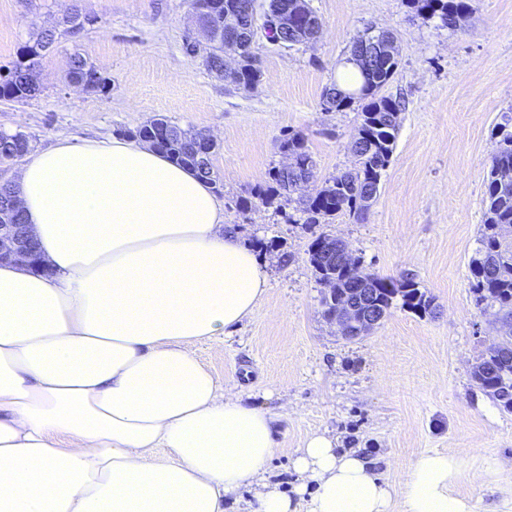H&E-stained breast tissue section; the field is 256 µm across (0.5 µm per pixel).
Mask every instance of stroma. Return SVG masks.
<instances>
[{
  "label": "stroma",
  "instance_id": "obj_1",
  "mask_svg": "<svg viewBox=\"0 0 512 512\" xmlns=\"http://www.w3.org/2000/svg\"><path fill=\"white\" fill-rule=\"evenodd\" d=\"M311 4L320 36L288 49L258 39L262 80L245 89L184 53L185 36L199 32L190 0H0V66L72 9L91 20L45 53L36 69L40 96L23 104L0 99V130L28 134L36 150L62 138L122 136L164 117L214 138L225 224L243 240L273 238L278 246L261 256L268 286L254 313L192 351L225 389L276 416L265 473L271 487L290 491L292 461L315 434L365 454L395 483L419 453L461 448L458 492L474 512H512V488L480 476L486 462L512 465V413L471 379L499 331L477 308L469 273L497 148L493 127L512 109V0H475L454 29L423 19L405 0ZM369 25L395 36L399 65L384 92L407 109L365 220L341 216L309 229L289 223L295 194L237 209L238 198L287 163L284 133L303 136L318 180L352 167L358 111H325L321 96ZM75 52L108 78L105 91L68 82ZM323 232L344 240L370 271L413 274L434 297L436 314L396 306L363 340H343L323 314L325 288L307 262L310 242Z\"/></svg>",
  "mask_w": 512,
  "mask_h": 512
}]
</instances>
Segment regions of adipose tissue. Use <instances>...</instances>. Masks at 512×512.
Masks as SVG:
<instances>
[{
  "label": "adipose tissue",
  "instance_id": "ef3b65f1",
  "mask_svg": "<svg viewBox=\"0 0 512 512\" xmlns=\"http://www.w3.org/2000/svg\"><path fill=\"white\" fill-rule=\"evenodd\" d=\"M16 183L51 272L0 264V512H224L246 484L255 512H473L458 451L396 486L320 434L293 495L264 483L274 415L192 347L251 315L267 275L194 170L139 140H60Z\"/></svg>",
  "mask_w": 512,
  "mask_h": 512
}]
</instances>
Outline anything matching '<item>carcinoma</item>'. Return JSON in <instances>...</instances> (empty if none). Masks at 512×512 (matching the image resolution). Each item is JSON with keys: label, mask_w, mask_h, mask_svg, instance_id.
Masks as SVG:
<instances>
[{"label": "carcinoma", "mask_w": 512, "mask_h": 512, "mask_svg": "<svg viewBox=\"0 0 512 512\" xmlns=\"http://www.w3.org/2000/svg\"><path fill=\"white\" fill-rule=\"evenodd\" d=\"M252 0H191L197 11L201 26L212 34L211 42L203 49L202 65L211 73L224 77V21L238 14L237 4H248ZM417 13L438 19L444 27H457L459 14L471 10V0H407ZM281 5H288L297 12L299 19L315 14L310 0H272L271 10L258 14L254 23L241 31L243 40L239 44L241 53L247 58H257L255 43L261 35L272 45L278 44L279 36L267 29L269 14ZM56 40V33L45 31L33 42L22 48L21 59L7 68L8 74L0 79V99L26 102L41 94L39 84L33 78L42 53L48 51ZM398 66V60H382L370 72H360V85L343 89L337 83L325 88L322 105L326 111H341L352 106L360 110L357 134L352 144L355 158L353 168L325 181L315 192L300 201L297 219L288 218V223L329 224L339 214L348 213L358 221L366 215L377 199L382 172L393 154L401 124L403 104L401 100L382 94ZM71 82L91 90H103L105 80L96 67L79 54L70 58L67 73ZM260 66L252 63L240 72L233 82L243 87H254L261 81ZM165 118H154L130 133L141 140H153L156 147L177 164L193 168L210 184L217 185L213 169H203L197 156L196 144L185 137L154 138L153 132L160 127H170ZM498 147L492 155L485 178L483 198V231L480 237L478 256L470 263L471 288L478 305L483 310H492V315L501 320L512 317V241L502 239L500 229L512 225V181L504 182L500 175L512 172V115L504 114L494 127ZM30 145L29 136L23 132L8 134L0 132V163L12 161L16 155ZM281 150L288 151L291 162L288 171L280 168L271 174V185L258 188L252 198H242L236 205L245 210L252 200L267 201L276 195L290 194L300 181L316 178V162L304 138L299 134H288L280 141ZM335 246L333 236L317 235L307 250L308 262L318 282L329 275H336L341 282L347 276L345 268L333 265L336 258L327 254ZM365 279L374 288L376 300L389 310L396 304L415 314L425 316L433 313L434 298L420 289L411 274L396 279L362 270ZM474 383L498 402L502 410L512 412V364L503 365L494 360L480 358L479 369L471 373Z\"/></svg>", "instance_id": "1"}]
</instances>
